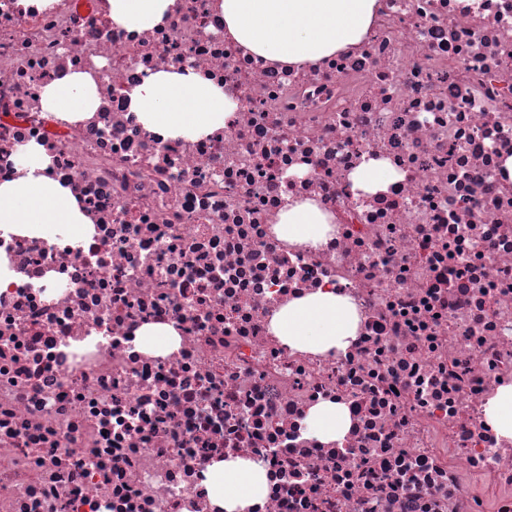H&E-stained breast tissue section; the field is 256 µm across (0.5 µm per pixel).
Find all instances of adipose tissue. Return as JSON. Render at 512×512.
Returning a JSON list of instances; mask_svg holds the SVG:
<instances>
[{"label":"adipose tissue","instance_id":"1","mask_svg":"<svg viewBox=\"0 0 512 512\" xmlns=\"http://www.w3.org/2000/svg\"><path fill=\"white\" fill-rule=\"evenodd\" d=\"M377 0H218L224 35L245 53L267 63L300 68L357 45L371 24ZM174 0H107L114 24L129 32L160 26ZM44 111L71 122L89 118L97 91L85 74L70 72L44 86ZM129 109L144 128L168 139L197 140L223 128L237 103L221 86L193 69L148 74L127 93ZM17 175L0 181V233L32 235L82 232L88 218L69 188L46 174L48 158L30 143L17 152ZM332 226L311 201L284 210L277 225L288 242L318 245ZM359 316L348 296L317 291L291 299L272 317L271 331L289 346L315 353L346 349ZM310 437L328 443L349 430L348 409L323 402L304 420ZM213 512H254L268 494L262 463L229 457L204 473Z\"/></svg>","mask_w":512,"mask_h":512}]
</instances>
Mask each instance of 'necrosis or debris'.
Here are the masks:
<instances>
[{
    "label": "necrosis or debris",
    "mask_w": 512,
    "mask_h": 512,
    "mask_svg": "<svg viewBox=\"0 0 512 512\" xmlns=\"http://www.w3.org/2000/svg\"><path fill=\"white\" fill-rule=\"evenodd\" d=\"M215 0L129 33L104 0H0V181L21 145L91 219L81 240L0 235V512H211L212 461L266 466L257 512H512V441L485 403L512 385V0H378L362 41L304 68L248 56ZM188 67L239 108L198 140L137 123L127 93ZM76 71L78 123L41 88ZM385 162L386 190L353 172ZM298 199L327 244L274 227ZM342 292L360 324L333 354L270 317ZM178 349L138 350L143 324ZM323 401L340 440L308 436ZM41 97L44 111L70 122L89 118L98 106L96 87L85 74L77 72L44 86ZM304 424L310 437L328 443L341 439L347 433L351 418L345 406L322 402L310 409Z\"/></svg>",
    "instance_id": "4bbe7bcc"
}]
</instances>
